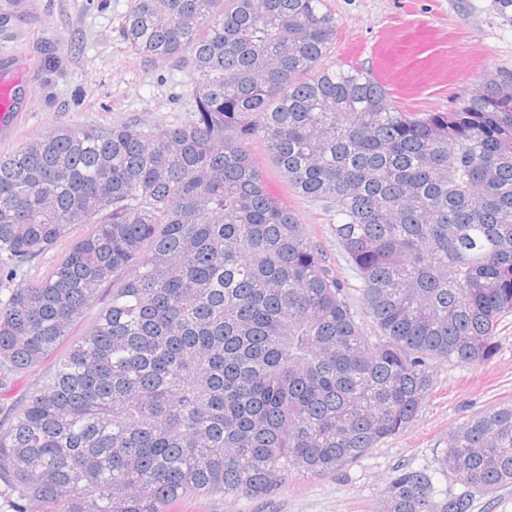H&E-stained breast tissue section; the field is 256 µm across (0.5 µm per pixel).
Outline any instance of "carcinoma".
Instances as JSON below:
<instances>
[{
    "label": "carcinoma",
    "mask_w": 512,
    "mask_h": 512,
    "mask_svg": "<svg viewBox=\"0 0 512 512\" xmlns=\"http://www.w3.org/2000/svg\"><path fill=\"white\" fill-rule=\"evenodd\" d=\"M121 34L187 64L194 115L62 124L0 157V391L68 346L0 428L14 512L262 498L405 430L432 361L492 357L512 312V72L405 112L323 64L324 0H134ZM256 137L333 213L364 314L268 193ZM511 485L512 403L448 430L439 468L397 470L382 512H472Z\"/></svg>",
    "instance_id": "1"
}]
</instances>
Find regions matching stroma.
<instances>
[{
	"mask_svg": "<svg viewBox=\"0 0 512 512\" xmlns=\"http://www.w3.org/2000/svg\"><path fill=\"white\" fill-rule=\"evenodd\" d=\"M501 0H324L337 24L326 64L374 73L407 112L453 108L490 73L512 71V8ZM134 0H0V79L17 92L20 125L0 156L62 123L162 129L195 110L182 62H144L120 36ZM250 152L268 192L296 210L352 301L361 282L330 229V214L300 197L261 140ZM496 354L480 365L433 362L432 389L403 432L323 478L299 474L268 496L231 502L209 496L177 512H379L392 474L436 468L450 427L512 402V313L495 332Z\"/></svg>",
	"mask_w": 512,
	"mask_h": 512,
	"instance_id": "1",
	"label": "stroma"
}]
</instances>
